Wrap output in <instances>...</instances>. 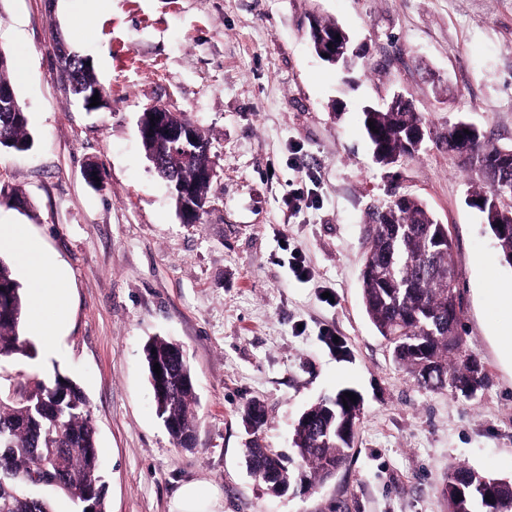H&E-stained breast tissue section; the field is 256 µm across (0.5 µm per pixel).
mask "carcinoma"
Returning a JSON list of instances; mask_svg holds the SVG:
<instances>
[{"mask_svg":"<svg viewBox=\"0 0 512 512\" xmlns=\"http://www.w3.org/2000/svg\"><path fill=\"white\" fill-rule=\"evenodd\" d=\"M13 60L0 50V87H13ZM68 79L90 94H106L91 67L79 60L66 62ZM373 121L378 132L370 130ZM362 123L375 160L389 166L413 157L411 139L426 127L424 116L409 103L396 110L362 112ZM469 133H464V130ZM443 144L448 154L465 148L476 175L472 207L482 215L492 233L503 264L512 267V166L497 168L496 161L512 147L487 141L469 121L448 126ZM31 146L28 116L13 112L0 118V150L25 152ZM164 169L186 182L196 183L207 203L209 183L197 180L181 155L160 153ZM453 243L446 225L419 198L395 191L392 199L370 214V231L364 252L362 298L376 331L393 348L395 360L429 389L450 388L466 396L475 394L484 380L477 355L465 348L459 333L462 303L457 290L448 289L455 274ZM28 300L10 264L0 258V360L34 359V345L20 334ZM151 388H156L154 364L167 369L165 392L155 396L156 412L172 439L191 445L196 424L194 378L180 345L155 337L144 346ZM346 389L311 405L297 420L295 458L255 444L245 450L246 468L255 477L275 473L283 483L308 472L320 483L335 475L354 448L361 401L344 396ZM0 512H52L51 503L25 492V487L50 478L68 496L87 492L83 505L92 512H108L106 490L100 474L96 432L80 385L58 371L49 378L33 375L16 388L11 376L0 375ZM448 512H512V479L483 474L466 465L448 467Z\"/></svg>","mask_w":512,"mask_h":512,"instance_id":"carcinoma-1","label":"carcinoma"}]
</instances>
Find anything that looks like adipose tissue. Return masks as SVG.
I'll list each match as a JSON object with an SVG mask.
<instances>
[{"instance_id":"obj_1","label":"adipose tissue","mask_w":512,"mask_h":512,"mask_svg":"<svg viewBox=\"0 0 512 512\" xmlns=\"http://www.w3.org/2000/svg\"><path fill=\"white\" fill-rule=\"evenodd\" d=\"M2 249L15 252L31 270L34 287L27 321L32 334L43 340L46 347H53L54 332L66 317V290L61 275L22 225H0Z\"/></svg>"}]
</instances>
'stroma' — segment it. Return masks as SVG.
<instances>
[{
    "instance_id": "stroma-1",
    "label": "stroma",
    "mask_w": 512,
    "mask_h": 512,
    "mask_svg": "<svg viewBox=\"0 0 512 512\" xmlns=\"http://www.w3.org/2000/svg\"><path fill=\"white\" fill-rule=\"evenodd\" d=\"M94 30L79 37L71 16ZM362 57L319 59L313 18ZM87 58L109 109L86 111L60 80L56 47ZM28 151H0V221L25 225L63 274L68 316L53 353L10 363L19 380L61 372L84 390L108 512H169L179 487L220 492V512H448L449 466L512 477V359L498 338L512 268L470 205L471 183L439 140L460 119L512 146V0H0ZM427 122L414 157L377 164L362 111L394 93ZM155 104L211 142L216 175L198 223H182L138 130ZM104 173L100 188L83 175ZM305 183L314 202L289 213ZM423 200L453 239L461 334L485 382L431 391L398 365L361 298L372 209L393 190ZM299 247L311 271L288 266ZM334 331L341 346L326 336ZM180 344L194 375V445L157 417L149 338ZM341 388L363 402L354 453L335 478L269 494L243 464L252 440L292 454L299 415ZM267 423L248 431L245 406Z\"/></svg>"
}]
</instances>
